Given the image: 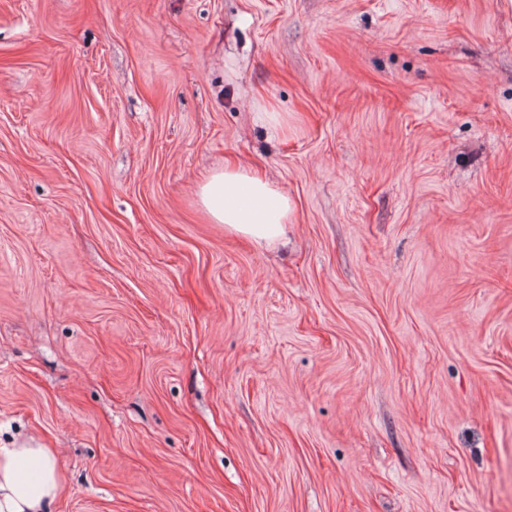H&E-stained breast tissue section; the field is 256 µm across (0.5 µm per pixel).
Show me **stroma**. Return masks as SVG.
<instances>
[{
  "mask_svg": "<svg viewBox=\"0 0 512 512\" xmlns=\"http://www.w3.org/2000/svg\"><path fill=\"white\" fill-rule=\"evenodd\" d=\"M0 447L52 512H512V0H0ZM199 203L207 220L226 232L270 248L286 234L291 210L288 196L259 173L227 165L199 186ZM63 487L50 448H0V512H51Z\"/></svg>",
  "mask_w": 512,
  "mask_h": 512,
  "instance_id": "stroma-1",
  "label": "stroma"
}]
</instances>
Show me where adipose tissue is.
<instances>
[{
	"label": "adipose tissue",
	"instance_id": "ef3b65f1",
	"mask_svg": "<svg viewBox=\"0 0 512 512\" xmlns=\"http://www.w3.org/2000/svg\"><path fill=\"white\" fill-rule=\"evenodd\" d=\"M207 220L270 248L286 234L290 202L259 173L236 166L209 174L199 186ZM64 478L48 448H0V512H50Z\"/></svg>",
	"mask_w": 512,
	"mask_h": 512
}]
</instances>
